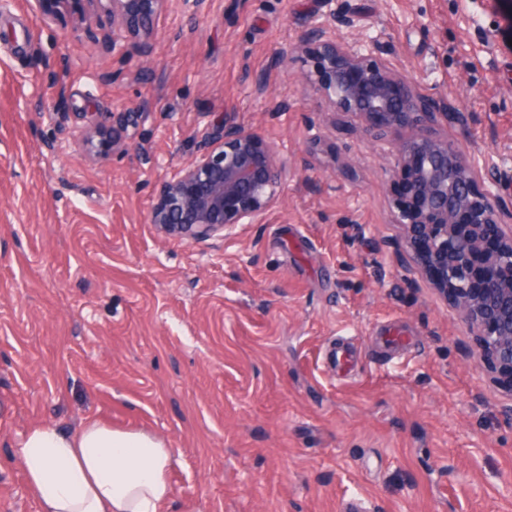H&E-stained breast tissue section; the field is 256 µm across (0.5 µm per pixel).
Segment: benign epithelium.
<instances>
[{
    "instance_id": "7a95c632",
    "label": "benign epithelium",
    "mask_w": 512,
    "mask_h": 512,
    "mask_svg": "<svg viewBox=\"0 0 512 512\" xmlns=\"http://www.w3.org/2000/svg\"><path fill=\"white\" fill-rule=\"evenodd\" d=\"M100 11L84 17L87 31L112 14L106 50L143 57L149 46L132 40L149 32L164 0H88ZM379 38L361 34L336 37L328 21L302 30L296 50L312 62L307 77L319 85L336 112L366 118L364 136L393 159V175L404 182L406 200L397 206L410 260L434 288L456 307L477 336L473 361L490 358L512 375V280L499 275L500 257L512 253V208L496 191L506 158L468 163L454 142L433 135L431 125L448 117V100L420 92L393 63L377 54ZM144 113H83L101 136L112 132V146L132 139ZM289 161L274 140L232 119L212 125L203 155L184 163L155 187L148 221L167 234L207 240L229 235L238 224H258L277 202Z\"/></svg>"
}]
</instances>
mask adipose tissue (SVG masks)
Wrapping results in <instances>:
<instances>
[{
	"label": "adipose tissue",
	"mask_w": 512,
	"mask_h": 512,
	"mask_svg": "<svg viewBox=\"0 0 512 512\" xmlns=\"http://www.w3.org/2000/svg\"><path fill=\"white\" fill-rule=\"evenodd\" d=\"M18 461L38 512H165L172 497L166 442L97 420L71 435L32 426Z\"/></svg>",
	"instance_id": "ef3b65f1"
}]
</instances>
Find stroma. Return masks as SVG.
<instances>
[{"label":"stroma","instance_id":"obj_1","mask_svg":"<svg viewBox=\"0 0 512 512\" xmlns=\"http://www.w3.org/2000/svg\"><path fill=\"white\" fill-rule=\"evenodd\" d=\"M88 8L0 0V512H37L29 428L89 418L168 443L167 512H512V382L467 359L456 309L397 264L393 161L294 49L317 15L381 34L463 112L437 137L512 158L499 0H164L148 59L128 61L101 48L111 17L85 32ZM130 106L128 150L80 146L87 113ZM226 117L289 159L277 204L223 238L159 232L155 185Z\"/></svg>","mask_w":512,"mask_h":512}]
</instances>
